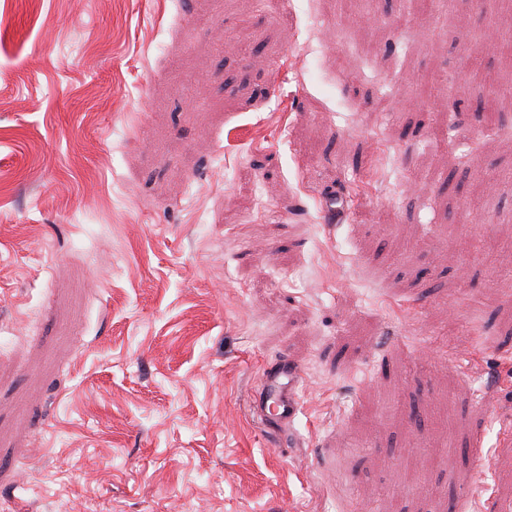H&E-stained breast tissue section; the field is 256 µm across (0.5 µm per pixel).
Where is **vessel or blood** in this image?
Here are the masks:
<instances>
[{
	"mask_svg": "<svg viewBox=\"0 0 512 512\" xmlns=\"http://www.w3.org/2000/svg\"><path fill=\"white\" fill-rule=\"evenodd\" d=\"M300 378L299 369L289 365L284 359L266 368L260 389L253 399L255 414L261 420L274 423L281 428L290 425L300 408Z\"/></svg>",
	"mask_w": 512,
	"mask_h": 512,
	"instance_id": "obj_1",
	"label": "vessel or blood"
}]
</instances>
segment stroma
Wrapping results in <instances>:
<instances>
[{"label": "stroma", "instance_id": "1", "mask_svg": "<svg viewBox=\"0 0 512 512\" xmlns=\"http://www.w3.org/2000/svg\"><path fill=\"white\" fill-rule=\"evenodd\" d=\"M511 55L497 0H0V512H512ZM300 378V370L289 365L287 359L266 368L253 399L255 414L280 428L288 427L300 408L297 392Z\"/></svg>", "mask_w": 512, "mask_h": 512}]
</instances>
